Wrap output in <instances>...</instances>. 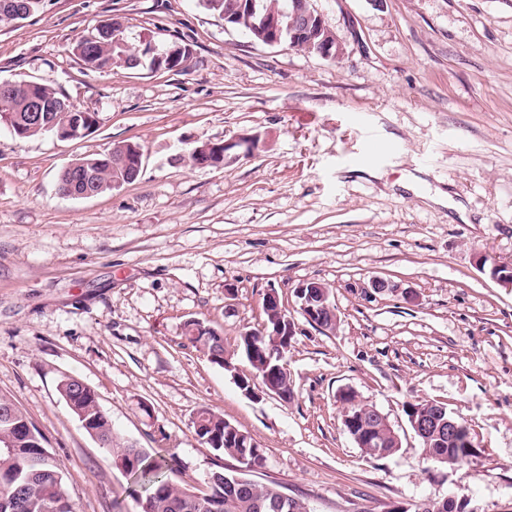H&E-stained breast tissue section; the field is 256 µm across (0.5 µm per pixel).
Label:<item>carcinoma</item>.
Returning a JSON list of instances; mask_svg holds the SVG:
<instances>
[{
    "label": "carcinoma",
    "instance_id": "carcinoma-1",
    "mask_svg": "<svg viewBox=\"0 0 512 512\" xmlns=\"http://www.w3.org/2000/svg\"><path fill=\"white\" fill-rule=\"evenodd\" d=\"M202 6L224 17L235 12L237 0H200ZM252 10H244L236 20L228 23L241 28L257 43L263 39L250 27L254 16L288 7V0H244ZM42 6V0H0V23L20 22L28 19ZM123 45L98 30L81 37L73 45V53L89 68L97 71L134 69L148 63L151 69H172L169 59L160 56L150 46L133 50L127 39ZM38 99L50 106L65 100L50 86L28 81L20 88L5 94L0 92V123L21 124L29 102ZM81 120L80 129L92 132L97 124L89 112H54L57 123ZM202 142L192 147L188 160L195 166H214L224 163V147L205 149ZM143 156L140 145H117L104 157H84L79 163L96 173V190L102 194L112 187L124 184L132 177L138 158ZM186 339L202 351L209 361L224 366V338L202 322L192 320L185 325ZM283 336H244L240 343L241 356L246 369H236L238 387L242 391L257 390L272 381L283 394L293 393L292 379L282 365L285 354ZM58 392L67 406L84 424L92 437L105 442V447L116 452V463L130 477V496L136 512H311L309 506L289 495L277 484H259L250 479V473L265 465L261 448H243L245 436L224 417L207 410L202 411L194 423L199 440L239 463V468L227 472L223 469L211 473L207 490L196 492L173 482L171 474L177 469L174 454H151L133 445L117 446L112 419L101 409L97 394L76 379L62 378ZM27 416L15 410L11 421L0 419V512H74V503L66 489L65 476L55 458L49 453L45 438L37 430L21 432ZM425 460L442 465H459L472 453L463 438L455 444H446L442 437H429L422 442Z\"/></svg>",
    "mask_w": 512,
    "mask_h": 512
}]
</instances>
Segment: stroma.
<instances>
[{"label":"stroma","mask_w":512,"mask_h":512,"mask_svg":"<svg viewBox=\"0 0 512 512\" xmlns=\"http://www.w3.org/2000/svg\"><path fill=\"white\" fill-rule=\"evenodd\" d=\"M315 4L342 59L253 42L199 0H44L0 25V82L44 83L97 119L70 140L0 124V396L46 437L76 512L136 506L59 396L65 375L96 391L121 441L174 452L176 481L198 490L237 466L196 436L206 408L263 449L255 481L312 512L449 496L512 512V287L480 267L512 262V0ZM112 18L138 48L189 43L186 68L87 69L72 46ZM241 135L259 139L250 156L185 160ZM126 142L143 151L134 182L59 194L68 164ZM412 175L421 186L399 188ZM310 281L329 287L335 330L304 317ZM271 288L296 323L288 403L246 395L183 335L197 320L238 352ZM347 389L387 416L395 454L367 458L346 433ZM418 400L468 427L464 464L424 462L403 411Z\"/></svg>","instance_id":"stroma-1"}]
</instances>
